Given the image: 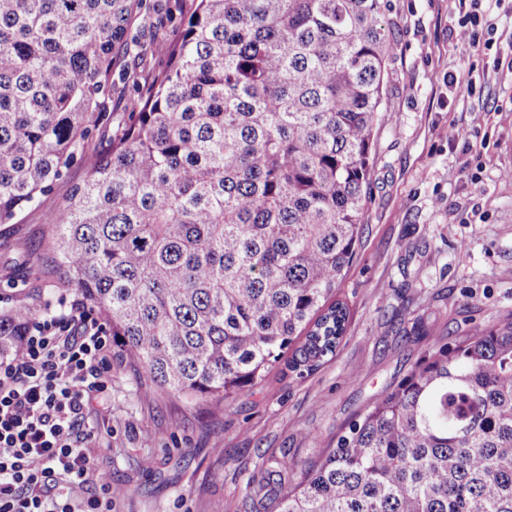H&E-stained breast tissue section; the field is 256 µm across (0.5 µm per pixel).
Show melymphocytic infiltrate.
<instances>
[{"label": "lymphocytic infiltrate", "instance_id": "obj_1", "mask_svg": "<svg viewBox=\"0 0 512 512\" xmlns=\"http://www.w3.org/2000/svg\"><path fill=\"white\" fill-rule=\"evenodd\" d=\"M111 374L112 333L85 303L27 322L0 357V512H112L116 489L84 425Z\"/></svg>", "mask_w": 512, "mask_h": 512}]
</instances>
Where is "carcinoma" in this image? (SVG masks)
I'll return each mask as SVG.
<instances>
[{"mask_svg":"<svg viewBox=\"0 0 512 512\" xmlns=\"http://www.w3.org/2000/svg\"><path fill=\"white\" fill-rule=\"evenodd\" d=\"M142 0H0V224L44 204L36 261L100 312L152 393L227 402L286 352H336L332 300L365 217L384 112L385 0H172L181 38L107 119ZM30 309L0 312V356ZM246 498L271 512H512V316L450 346L336 434L319 463L269 458ZM137 94L133 92L131 87L123 88L119 83L117 87L112 90L111 100L109 101L110 120L103 122L96 130L94 138L90 144V148L97 149L105 148L110 139L115 135L118 127L122 123L127 122L131 113L134 112Z\"/></svg>","mask_w":512,"mask_h":512,"instance_id":"carcinoma-1","label":"carcinoma"}]
</instances>
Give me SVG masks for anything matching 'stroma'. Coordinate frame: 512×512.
I'll use <instances>...</instances> for the list:
<instances>
[{
	"mask_svg": "<svg viewBox=\"0 0 512 512\" xmlns=\"http://www.w3.org/2000/svg\"><path fill=\"white\" fill-rule=\"evenodd\" d=\"M162 2L143 0L117 68L132 65L139 44L179 39V26L158 22ZM481 11L497 43L485 54L453 38L456 0H387L386 110L360 243L336 290L350 318L335 355L302 378L277 363L254 392L218 406L147 393L141 370L113 362L109 390L87 418L93 455L125 490L112 512H243L247 483L267 458H323L336 433L422 357L430 336L452 343L512 315V13L494 0ZM136 100L132 89L113 90L92 147L108 145ZM451 127L464 137L448 142ZM45 230L34 206L0 224V289L16 285L36 316L78 297L21 265Z\"/></svg>",
	"mask_w": 512,
	"mask_h": 512,
	"instance_id": "stroma-1",
	"label": "stroma"
}]
</instances>
